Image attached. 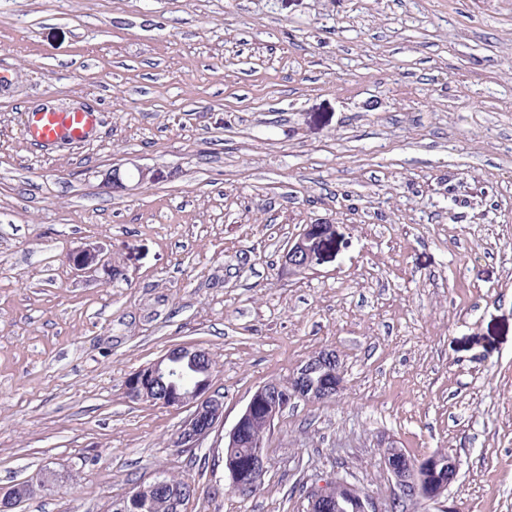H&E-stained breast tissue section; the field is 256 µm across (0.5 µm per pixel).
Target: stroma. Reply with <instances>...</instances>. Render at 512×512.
<instances>
[{
    "mask_svg": "<svg viewBox=\"0 0 512 512\" xmlns=\"http://www.w3.org/2000/svg\"><path fill=\"white\" fill-rule=\"evenodd\" d=\"M0 73V486L57 473L15 512H105L159 472L186 512H305L336 474L383 505L386 438L459 463L407 512H512V0H0ZM44 107L94 136L30 147ZM130 160L155 179L108 186ZM97 246L117 276L77 273ZM182 344L224 395L190 451L188 409L122 393ZM323 350L341 392L283 412L240 496L226 428ZM330 225L311 224L297 237L288 240L282 262L288 271L295 275L305 274L309 270L320 239L329 234Z\"/></svg>",
    "mask_w": 512,
    "mask_h": 512,
    "instance_id": "1",
    "label": "stroma"
}]
</instances>
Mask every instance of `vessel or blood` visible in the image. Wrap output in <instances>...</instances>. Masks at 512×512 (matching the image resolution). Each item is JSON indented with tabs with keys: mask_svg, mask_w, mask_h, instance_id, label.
Returning a JSON list of instances; mask_svg holds the SVG:
<instances>
[{
	"mask_svg": "<svg viewBox=\"0 0 512 512\" xmlns=\"http://www.w3.org/2000/svg\"><path fill=\"white\" fill-rule=\"evenodd\" d=\"M98 125L97 113L86 110L55 111L51 109L25 115L24 132L29 143L42 148L89 139Z\"/></svg>",
	"mask_w": 512,
	"mask_h": 512,
	"instance_id": "vessel-or-blood-1",
	"label": "vessel or blood"
}]
</instances>
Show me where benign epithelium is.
<instances>
[{
  "instance_id": "benign-epithelium-1",
  "label": "benign epithelium",
  "mask_w": 512,
  "mask_h": 512,
  "mask_svg": "<svg viewBox=\"0 0 512 512\" xmlns=\"http://www.w3.org/2000/svg\"><path fill=\"white\" fill-rule=\"evenodd\" d=\"M139 173L138 181L129 186L124 176L128 170L118 164L112 167L107 182L114 187L124 190H135L151 179L150 169L134 165ZM330 225L312 224L304 229L297 237L288 241L282 256L284 266L288 271L301 275L309 270L315 250L320 239L329 234ZM97 262L101 267H111L112 259L103 250L89 259L77 260L81 271L93 273L96 268L91 266ZM207 355V352L194 345L177 346L169 350L157 360L143 366L129 376L123 383V393L130 401H146L154 403L148 390L147 382L151 379L162 380L174 376L178 354ZM343 387V374L340 370V359L333 351H322L306 361L286 382H268L260 386L250 398L233 427L224 436V447L233 450L240 447V436L244 424L251 416L253 404L257 400L267 402V410L263 421L264 433H269L274 421L296 398L308 401H323L339 393ZM172 395L160 404L172 408L191 409V413L181 423L171 437L177 448H197L202 441L224 422V399L212 389V379L196 383L188 390L171 389ZM381 455L386 471L393 482V495L385 506L380 505L373 497L366 494L346 477L336 475L319 486H315L307 494L308 512H323L327 504H336L340 512H391L408 501L424 499L437 501L445 496L458 473L456 459L445 451L436 452L424 459L417 460L408 455L405 449L399 447L394 440L381 444ZM254 469L261 474L268 471L269 460L264 448V441L259 439L252 443ZM55 478V473L46 470L36 481L25 480L11 486L0 487V512H14V509L27 497L34 493L36 487H46ZM170 486L166 477L158 473L152 481L138 487V490L127 495V498L114 502L111 509L119 512V504L126 499H133L145 492H151Z\"/></svg>"
}]
</instances>
